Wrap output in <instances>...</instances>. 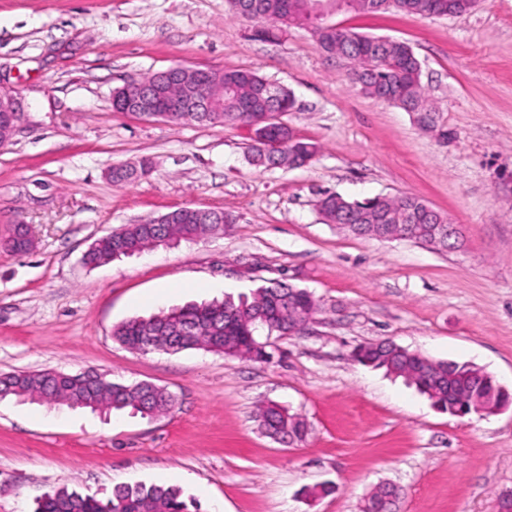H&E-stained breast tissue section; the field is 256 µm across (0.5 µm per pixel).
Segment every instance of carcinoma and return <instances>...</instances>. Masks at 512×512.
<instances>
[{
	"label": "carcinoma",
	"instance_id": "1",
	"mask_svg": "<svg viewBox=\"0 0 512 512\" xmlns=\"http://www.w3.org/2000/svg\"><path fill=\"white\" fill-rule=\"evenodd\" d=\"M324 15L315 12L313 0H235L237 17L268 23L270 27L257 30L260 35L273 31L283 32L290 27L306 26L318 33L322 49L337 57L353 62L352 82L370 95L394 96L396 104L407 112H428L421 83V64L412 48L404 41H382L345 29L333 22L332 17L342 11L373 15L379 12L398 11L405 14L434 16L448 15V6L457 0H323ZM295 107V100L288 89H277L275 82L252 71L224 70V111L212 113L204 121L190 112H173L164 122L173 125H190L207 122L211 125L236 123L246 112H288ZM270 137L283 144L280 163L288 164V156L305 142H291L288 130L278 125L270 130ZM425 203L410 195L398 198L374 197L348 200L333 194L321 200L320 211L329 224H347L355 235L365 232L364 212L369 211L386 232L405 234L416 242H427L432 229L442 224L440 217L424 212ZM192 208L185 207L173 220L158 225L127 224L112 231L109 240L94 249L87 262L99 264L112 253V244L131 255L148 248L150 239L170 236L178 241L195 240L221 231L222 211H214L208 218L191 215ZM313 295L303 291L291 293L286 284L257 289L251 297L191 303L179 308L161 310L149 316L131 318L118 325L113 333L125 347H131L143 335L160 338L171 336L186 322L195 325V332L183 337V349H203L246 360L263 361L270 353L268 342L258 339L260 331L279 336L288 332V324L295 323L302 315L316 311ZM264 329H259L261 321ZM354 357L365 365L383 368L386 372L402 377L424 394L433 407L448 411V391L465 398L478 383L471 377L467 364L456 361H436L424 367L422 361L409 350L400 351L395 344H364L355 349ZM13 395L32 402L66 404L71 407L89 408L109 413L129 409L143 416H155L169 411L175 403L173 395L159 402L142 400L137 384L112 382L104 376L73 378L54 369L35 373H10L0 376V397ZM261 427L269 436L282 435L290 442H301L307 435V424L298 415L277 405L260 409ZM195 502H188L172 486L137 484L118 486L112 495L96 497L82 495L61 488L36 502L34 512H192Z\"/></svg>",
	"mask_w": 512,
	"mask_h": 512
}]
</instances>
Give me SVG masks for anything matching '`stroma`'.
<instances>
[{
	"label": "stroma",
	"instance_id": "1",
	"mask_svg": "<svg viewBox=\"0 0 512 512\" xmlns=\"http://www.w3.org/2000/svg\"><path fill=\"white\" fill-rule=\"evenodd\" d=\"M336 24L407 42L443 141L413 113L364 94L309 30L270 39L228 0H0V93L18 99L0 146V239L26 224L33 251L0 248V374L94 369L176 397L168 413L102 415L0 398V512H32L68 488L174 486L200 512H361L374 486L398 512H497L512 492V408L449 415L358 362L389 340L468 362L512 389V0L429 17L341 13ZM173 65L251 70L288 88L280 121L317 152L304 167L251 163L237 124L172 126L114 111L116 88ZM149 158L129 183L113 166ZM412 195L449 217L462 247L356 236L326 223L323 193ZM192 207L230 214L223 232L90 267L99 237ZM286 282L320 304L270 362L198 349L142 354L116 325L188 302ZM308 424L263 435L261 405ZM334 485L312 497L311 489Z\"/></svg>",
	"mask_w": 512,
	"mask_h": 512
}]
</instances>
